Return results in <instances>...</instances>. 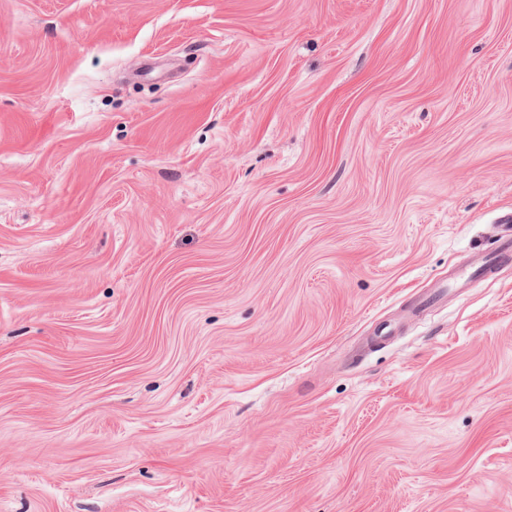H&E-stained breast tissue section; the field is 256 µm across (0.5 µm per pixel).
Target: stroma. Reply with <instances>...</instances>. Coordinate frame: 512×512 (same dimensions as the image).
Segmentation results:
<instances>
[{
    "label": "stroma",
    "mask_w": 512,
    "mask_h": 512,
    "mask_svg": "<svg viewBox=\"0 0 512 512\" xmlns=\"http://www.w3.org/2000/svg\"><path fill=\"white\" fill-rule=\"evenodd\" d=\"M510 213L512 0H0V512H512ZM506 227L499 237L496 248L488 253L480 254L476 262L470 266L472 274L493 273L497 268L508 263L512 257V214L503 223Z\"/></svg>",
    "instance_id": "stroma-1"
}]
</instances>
